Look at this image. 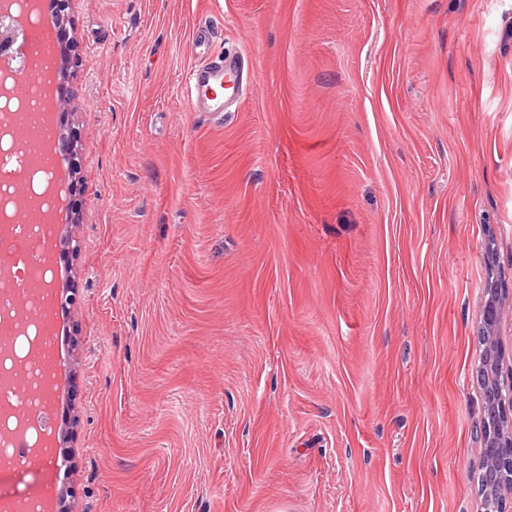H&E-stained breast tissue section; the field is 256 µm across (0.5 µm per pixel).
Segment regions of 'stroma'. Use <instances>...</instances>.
I'll return each mask as SVG.
<instances>
[{"instance_id":"1","label":"stroma","mask_w":512,"mask_h":512,"mask_svg":"<svg viewBox=\"0 0 512 512\" xmlns=\"http://www.w3.org/2000/svg\"><path fill=\"white\" fill-rule=\"evenodd\" d=\"M78 512H479L512 302V0H70ZM243 57L237 111H189ZM494 238L496 260L483 259ZM187 102L194 112H229L243 94L237 58L218 55L195 65L186 75ZM504 309L505 291L496 281L487 282L478 328L482 345L479 381L483 417L475 432L482 443L479 463L480 475L484 478L482 488H493V492L482 490L480 481L483 512H505L501 492L506 489L512 494V475H505V469L512 473V368L510 380L505 381L499 342ZM502 476L511 478V483L501 481Z\"/></svg>"}]
</instances>
